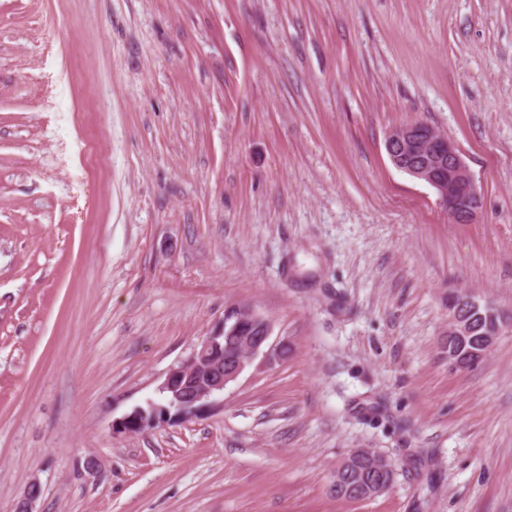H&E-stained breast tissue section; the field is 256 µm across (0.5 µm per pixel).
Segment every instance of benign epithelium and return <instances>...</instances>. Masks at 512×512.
Segmentation results:
<instances>
[{
    "mask_svg": "<svg viewBox=\"0 0 512 512\" xmlns=\"http://www.w3.org/2000/svg\"><path fill=\"white\" fill-rule=\"evenodd\" d=\"M385 150L392 164L402 172L430 185L440 203L456 224H471L481 206L476 181L457 145L448 134L425 122H410L391 129L385 137ZM479 307L478 297L465 292L448 297V335L469 336L473 333L469 316ZM505 323L480 336L467 350L466 358H448L454 365L465 368L471 362L485 358ZM235 337L234 343L222 345L218 338L224 333ZM271 324L248 305L230 308L224 314L223 325L206 337L192 355L165 375L159 391L172 393L173 401L182 414L200 411L206 402L236 380L251 360L267 345ZM144 413L136 409L121 420L128 433L144 429ZM355 460L373 469L385 459L368 448H359L344 460ZM40 483L29 482L19 512H32V503L40 496Z\"/></svg>",
    "mask_w": 512,
    "mask_h": 512,
    "instance_id": "1",
    "label": "benign epithelium"
}]
</instances>
